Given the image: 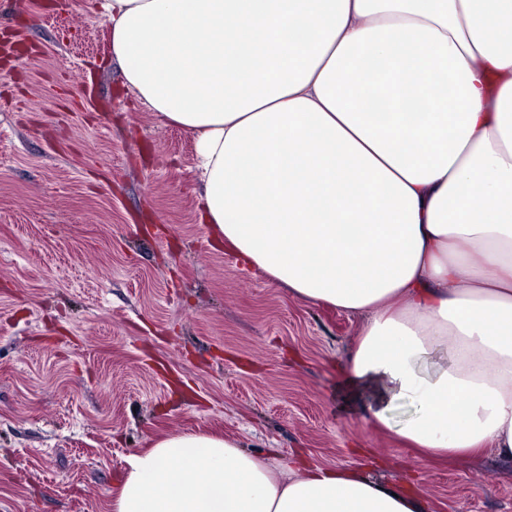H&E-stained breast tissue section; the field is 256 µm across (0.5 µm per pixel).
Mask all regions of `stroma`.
<instances>
[{
    "label": "stroma",
    "instance_id": "35a3bbf8",
    "mask_svg": "<svg viewBox=\"0 0 512 512\" xmlns=\"http://www.w3.org/2000/svg\"><path fill=\"white\" fill-rule=\"evenodd\" d=\"M0 512H113L127 458L219 434L512 512V463L422 458L342 382L362 321L201 224L194 142L138 104L94 0H0Z\"/></svg>",
    "mask_w": 512,
    "mask_h": 512
}]
</instances>
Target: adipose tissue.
Here are the masks:
<instances>
[{"label":"adipose tissue","mask_w":512,"mask_h":512,"mask_svg":"<svg viewBox=\"0 0 512 512\" xmlns=\"http://www.w3.org/2000/svg\"><path fill=\"white\" fill-rule=\"evenodd\" d=\"M95 5L123 87L196 140L211 238L362 317L347 376L377 391L367 419L429 456L512 461V0ZM114 512L427 504L180 434L128 458Z\"/></svg>","instance_id":"adipose-tissue-1"}]
</instances>
